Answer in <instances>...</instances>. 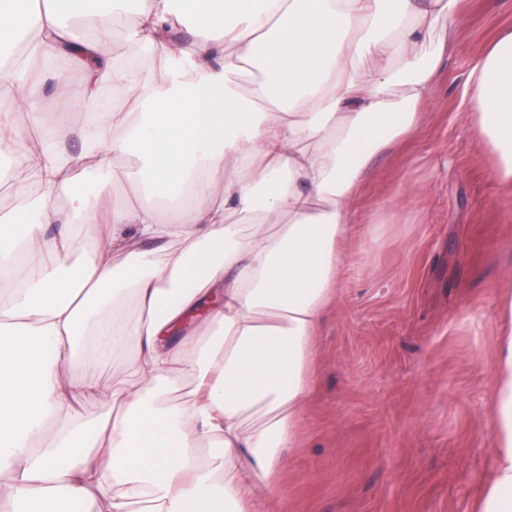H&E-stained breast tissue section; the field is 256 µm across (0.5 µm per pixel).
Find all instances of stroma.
I'll return each instance as SVG.
<instances>
[{"mask_svg": "<svg viewBox=\"0 0 512 512\" xmlns=\"http://www.w3.org/2000/svg\"><path fill=\"white\" fill-rule=\"evenodd\" d=\"M512 0H458L421 41L447 46L416 132L370 160L359 223L382 239L347 247L324 318L301 447L267 512H467L490 467L487 410L499 301L512 289V191L469 120L467 77L506 30ZM59 67L41 120L78 154L86 113L57 128Z\"/></svg>", "mask_w": 512, "mask_h": 512, "instance_id": "obj_1", "label": "stroma"}]
</instances>
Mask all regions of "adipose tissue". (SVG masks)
I'll return each instance as SVG.
<instances>
[{"label":"adipose tissue","instance_id":"obj_1","mask_svg":"<svg viewBox=\"0 0 512 512\" xmlns=\"http://www.w3.org/2000/svg\"><path fill=\"white\" fill-rule=\"evenodd\" d=\"M125 2L0 0V45H24L0 66V102L25 104L27 116L0 121V142L40 126L34 73L67 43L81 89L63 79L56 96L99 111L97 62L110 47L76 29ZM455 2L137 0L129 36L159 51L163 77L114 71L134 108L99 111L79 154L17 156L10 180L22 204L0 209V501L12 512H262L282 449L299 445L345 247L382 234L352 221L368 161L429 100L443 50L418 44ZM184 16L195 39L178 49L144 30ZM250 69L254 105L236 91ZM468 85L478 138L512 189L511 32L473 64ZM128 155L134 168L117 166ZM94 172L99 186L78 192ZM114 179L148 186L175 216L108 199ZM54 224L66 230L51 238ZM85 224L99 231L79 247L71 231ZM502 308L493 468L470 512H512L511 294ZM127 346L138 356L109 382L74 381L88 353ZM183 377L188 394L163 405ZM84 397L100 401L96 418L72 411Z\"/></svg>","mask_w":512,"mask_h":512}]
</instances>
